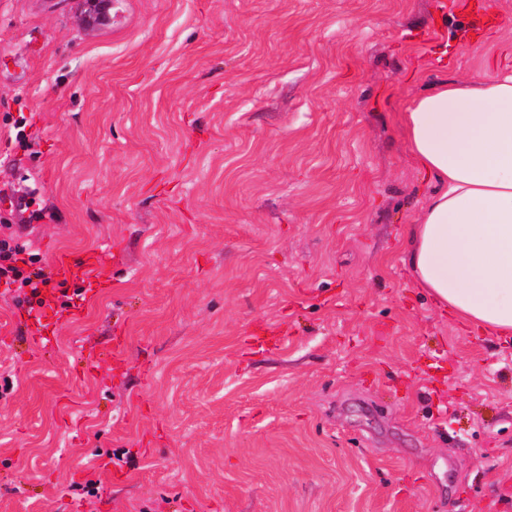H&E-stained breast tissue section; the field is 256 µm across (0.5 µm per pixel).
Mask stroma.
Segmentation results:
<instances>
[{
	"label": "stroma",
	"mask_w": 512,
	"mask_h": 512,
	"mask_svg": "<svg viewBox=\"0 0 512 512\" xmlns=\"http://www.w3.org/2000/svg\"><path fill=\"white\" fill-rule=\"evenodd\" d=\"M88 11L0 0V225L99 261L0 283V512H512V340L414 287L399 122L512 73V0Z\"/></svg>",
	"instance_id": "obj_1"
}]
</instances>
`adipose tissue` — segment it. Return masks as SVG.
<instances>
[{
    "mask_svg": "<svg viewBox=\"0 0 512 512\" xmlns=\"http://www.w3.org/2000/svg\"><path fill=\"white\" fill-rule=\"evenodd\" d=\"M400 123L440 182L406 229L416 287L462 328L512 337V75L441 82Z\"/></svg>",
    "mask_w": 512,
    "mask_h": 512,
    "instance_id": "ef3b65f1",
    "label": "adipose tissue"
}]
</instances>
